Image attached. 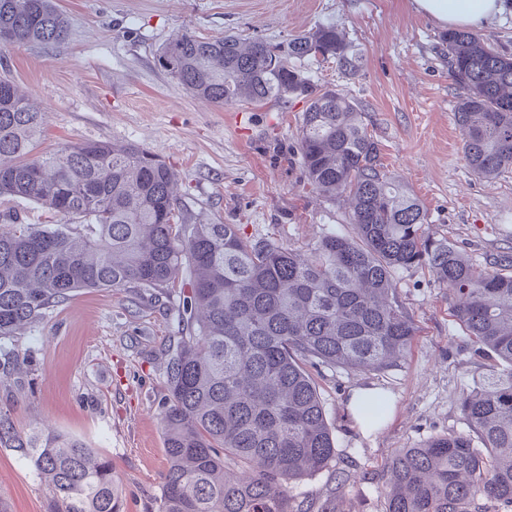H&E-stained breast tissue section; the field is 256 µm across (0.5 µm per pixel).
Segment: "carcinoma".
Returning a JSON list of instances; mask_svg holds the SVG:
<instances>
[{"label":"carcinoma","mask_w":512,"mask_h":512,"mask_svg":"<svg viewBox=\"0 0 512 512\" xmlns=\"http://www.w3.org/2000/svg\"><path fill=\"white\" fill-rule=\"evenodd\" d=\"M54 0H0V49L54 45L67 36ZM463 157L479 177L512 167V55L478 34L440 36ZM362 56L333 23L278 43L167 42L159 66L212 103H306L300 160L312 188L345 195L355 235L328 231L307 250L248 238L235 224H189L174 176L137 144L107 140L37 151L45 113L0 76V196L33 201L71 224L0 227V340L79 289H179L180 336L169 348L161 416L167 468L156 512H312L290 484L328 468L335 442L309 367L379 372L405 357L417 328L393 295L394 275L422 268L448 288L452 316L502 365L466 395L471 432L400 448L387 467L384 512L512 509V255L484 266L426 229V210L384 166L359 103L319 85L294 61ZM387 398L359 408L378 425ZM0 447L30 462L49 512H123L112 461L84 440L36 423L18 430L0 413Z\"/></svg>","instance_id":"carcinoma-1"}]
</instances>
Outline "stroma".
<instances>
[{"label":"stroma","mask_w":512,"mask_h":512,"mask_svg":"<svg viewBox=\"0 0 512 512\" xmlns=\"http://www.w3.org/2000/svg\"><path fill=\"white\" fill-rule=\"evenodd\" d=\"M68 36L30 42L0 57V72L46 114L44 151L81 140L134 143L173 170L189 223L238 225L244 236L301 250L324 232L352 233L344 197L308 184L298 129L305 103L294 99L217 106L184 90L157 64L167 41L233 32L280 42L335 23L363 59L349 76L332 62H307L312 78L365 110L382 160L427 210L428 224L477 264L512 254V170L475 176L461 151L442 27L411 0H56ZM394 295L418 332L404 359L379 373L313 370L336 457L296 482L293 495L336 512H383L384 478L397 449L465 433L461 399L495 369L448 310V290L427 271L394 278ZM175 295L136 288L85 289L20 334L0 341V411L19 429L32 422L75 436L112 460L124 512H153L167 467L161 412L167 350L177 334ZM24 356L23 368L11 364ZM386 393L383 423L364 430L351 417L353 389ZM0 506L46 512L47 496L28 464L0 448Z\"/></svg>","instance_id":"35a3bbf8"}]
</instances>
